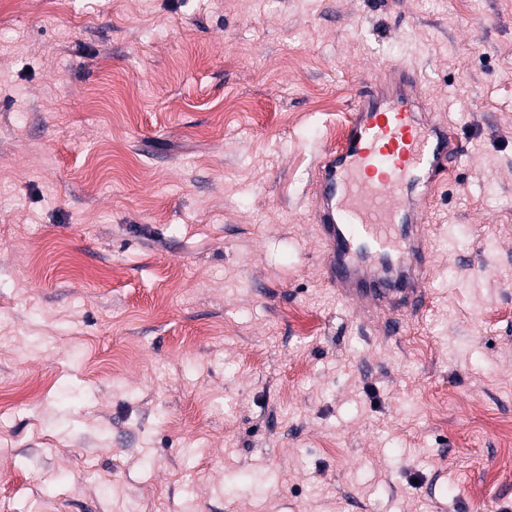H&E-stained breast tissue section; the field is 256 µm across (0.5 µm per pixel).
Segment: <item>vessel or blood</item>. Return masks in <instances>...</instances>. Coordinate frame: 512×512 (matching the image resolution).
I'll return each instance as SVG.
<instances>
[{
  "instance_id": "b4317fda",
  "label": "vessel or blood",
  "mask_w": 512,
  "mask_h": 512,
  "mask_svg": "<svg viewBox=\"0 0 512 512\" xmlns=\"http://www.w3.org/2000/svg\"><path fill=\"white\" fill-rule=\"evenodd\" d=\"M423 95L404 63L364 81L341 146L321 154L310 182L325 282L364 313L383 316L391 335L428 306L425 218L442 176L464 155Z\"/></svg>"
}]
</instances>
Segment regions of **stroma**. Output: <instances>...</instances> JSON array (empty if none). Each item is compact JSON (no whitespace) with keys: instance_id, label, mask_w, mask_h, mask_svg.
I'll return each mask as SVG.
<instances>
[{"instance_id":"stroma-1","label":"stroma","mask_w":512,"mask_h":512,"mask_svg":"<svg viewBox=\"0 0 512 512\" xmlns=\"http://www.w3.org/2000/svg\"><path fill=\"white\" fill-rule=\"evenodd\" d=\"M397 60L465 155L387 335L309 185ZM511 423L512 0H0V512H512Z\"/></svg>"}]
</instances>
